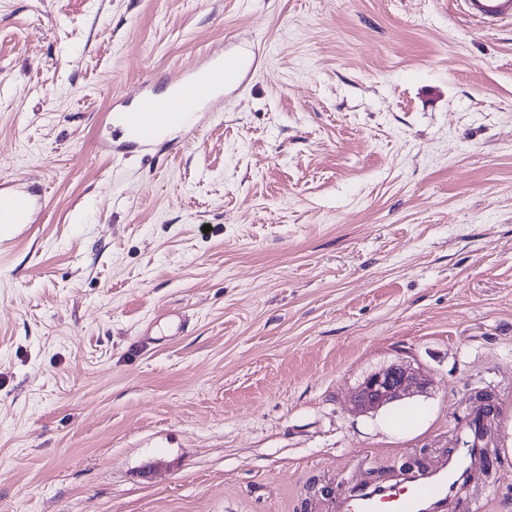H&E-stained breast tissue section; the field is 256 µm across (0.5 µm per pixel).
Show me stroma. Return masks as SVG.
Returning a JSON list of instances; mask_svg holds the SVG:
<instances>
[{"label": "stroma", "mask_w": 512, "mask_h": 512, "mask_svg": "<svg viewBox=\"0 0 512 512\" xmlns=\"http://www.w3.org/2000/svg\"><path fill=\"white\" fill-rule=\"evenodd\" d=\"M222 52L193 134L122 135ZM0 512H326L491 405L512 512V24L455 0H0ZM426 389L355 408L370 374ZM47 199L18 181L0 182V241L9 240L19 226L31 223L35 211L45 210Z\"/></svg>", "instance_id": "35a3bbf8"}]
</instances>
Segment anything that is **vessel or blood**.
I'll return each instance as SVG.
<instances>
[{"label":"vessel or blood","instance_id":"1","mask_svg":"<svg viewBox=\"0 0 512 512\" xmlns=\"http://www.w3.org/2000/svg\"><path fill=\"white\" fill-rule=\"evenodd\" d=\"M462 7L481 27L512 21V0H462ZM240 71L239 59L218 53L199 69L178 72L167 92L143 87L134 106L122 112L123 127L145 139L182 127L191 108L212 102L222 89L237 84ZM47 206L45 197L22 183L0 182V241L30 224L35 211ZM457 441L456 450L432 468L410 470L394 481L337 495L332 512H459L462 484L489 466L491 459L485 439L462 429Z\"/></svg>","mask_w":512,"mask_h":512}]
</instances>
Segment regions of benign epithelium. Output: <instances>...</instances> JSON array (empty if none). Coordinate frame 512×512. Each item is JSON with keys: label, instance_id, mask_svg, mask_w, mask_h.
Wrapping results in <instances>:
<instances>
[{"label": "benign epithelium", "instance_id": "obj_1", "mask_svg": "<svg viewBox=\"0 0 512 512\" xmlns=\"http://www.w3.org/2000/svg\"><path fill=\"white\" fill-rule=\"evenodd\" d=\"M428 379L406 364H395L365 378L356 396V407L362 411L375 410L383 405L419 392Z\"/></svg>", "mask_w": 512, "mask_h": 512}]
</instances>
